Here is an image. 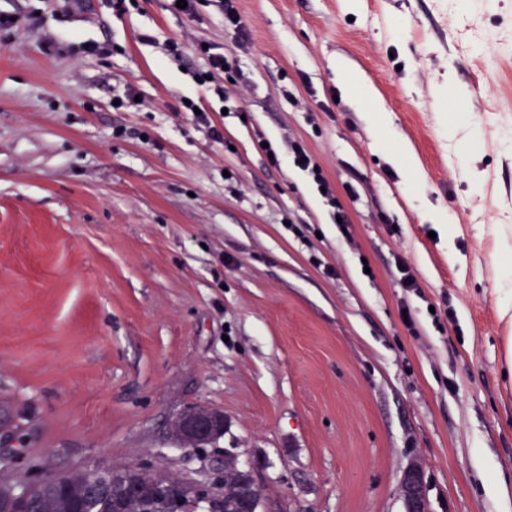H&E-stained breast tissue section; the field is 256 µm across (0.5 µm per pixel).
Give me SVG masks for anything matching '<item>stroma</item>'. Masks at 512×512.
Returning <instances> with one entry per match:
<instances>
[{
  "mask_svg": "<svg viewBox=\"0 0 512 512\" xmlns=\"http://www.w3.org/2000/svg\"><path fill=\"white\" fill-rule=\"evenodd\" d=\"M235 5L245 51L211 0L194 20L167 0H83L63 19L0 0L19 19L0 31V426L18 431L16 471L155 458L203 474L170 422L204 405L224 415L215 448L262 469L288 512H402L413 462L434 512H512L496 248L512 237V0ZM199 39L239 63L240 101L192 80ZM77 40L120 50L76 57ZM340 55L375 98L347 89ZM127 85L145 109L113 108ZM186 98L222 112L223 141ZM288 137L347 233L305 172L269 165ZM186 101H190V104H186ZM182 104L185 112H191L192 122L194 125L205 127L208 130L209 137L213 140L221 141L224 139L223 134L218 130V128L215 125H212V117H210L209 112L206 109L200 108L193 100L190 99H185ZM194 107H197L200 110V114L195 113ZM288 155L297 168L309 175L316 186L319 195L325 199L327 205L333 209V223L337 224L339 231L343 234L347 233V217L343 212L339 199L336 197V192L333 190L331 183L324 175L320 165L313 160L304 145L296 140H288ZM322 188H325V192H322ZM336 216L341 218L342 223L337 222ZM343 229H346V232H343Z\"/></svg>",
  "mask_w": 512,
  "mask_h": 512,
  "instance_id": "obj_1",
  "label": "stroma"
}]
</instances>
